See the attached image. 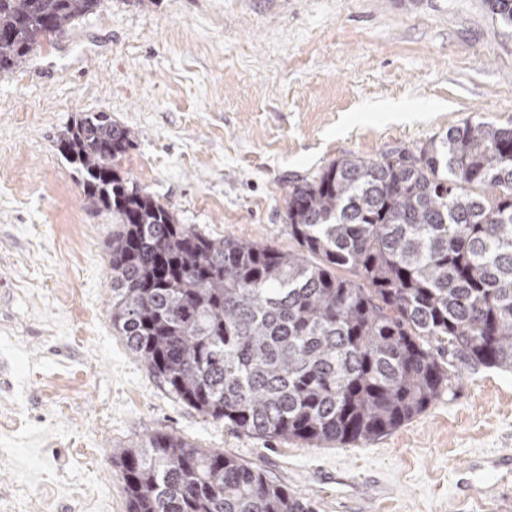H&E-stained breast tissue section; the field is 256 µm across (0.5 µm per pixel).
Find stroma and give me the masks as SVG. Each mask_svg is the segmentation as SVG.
I'll return each instance as SVG.
<instances>
[{
    "instance_id": "1",
    "label": "stroma",
    "mask_w": 512,
    "mask_h": 512,
    "mask_svg": "<svg viewBox=\"0 0 512 512\" xmlns=\"http://www.w3.org/2000/svg\"><path fill=\"white\" fill-rule=\"evenodd\" d=\"M136 132L119 166L210 237L293 248L289 180L512 127V29L486 0H104L0 73V512H127L116 448L171 432L316 512H512V372L465 369L390 433L257 438L166 390L112 328L109 212L59 132Z\"/></svg>"
}]
</instances>
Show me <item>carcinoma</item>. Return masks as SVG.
Returning a JSON list of instances; mask_svg holds the SVG:
<instances>
[{"label": "carcinoma", "mask_w": 512, "mask_h": 512, "mask_svg": "<svg viewBox=\"0 0 512 512\" xmlns=\"http://www.w3.org/2000/svg\"><path fill=\"white\" fill-rule=\"evenodd\" d=\"M103 0H0V73ZM512 27V0H488ZM135 132L96 112L63 130L86 200L112 213V327L183 403L252 436L370 441L425 412L461 366L512 372V127L296 179V248L212 238L125 175ZM128 512H314L224 453L154 432L114 448Z\"/></svg>", "instance_id": "cac0c4a2"}]
</instances>
